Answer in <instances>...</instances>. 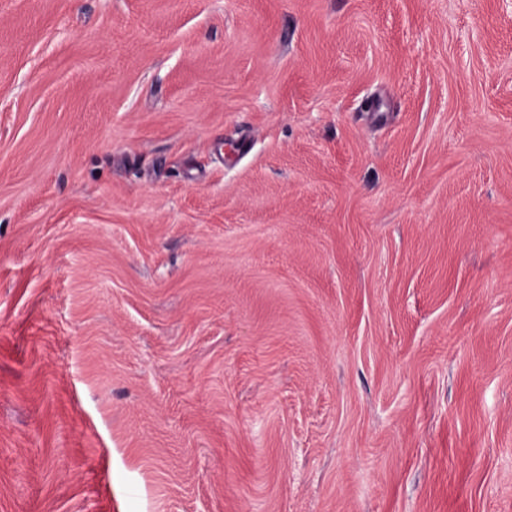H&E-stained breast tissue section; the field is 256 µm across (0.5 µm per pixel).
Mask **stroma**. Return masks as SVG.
I'll use <instances>...</instances> for the list:
<instances>
[{"label": "stroma", "mask_w": 512, "mask_h": 512, "mask_svg": "<svg viewBox=\"0 0 512 512\" xmlns=\"http://www.w3.org/2000/svg\"><path fill=\"white\" fill-rule=\"evenodd\" d=\"M0 512H512V0H0Z\"/></svg>", "instance_id": "obj_1"}]
</instances>
